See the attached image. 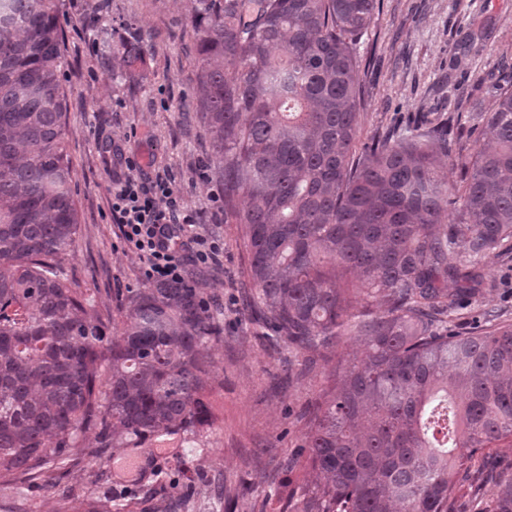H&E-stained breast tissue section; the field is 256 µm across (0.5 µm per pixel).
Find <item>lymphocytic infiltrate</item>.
Listing matches in <instances>:
<instances>
[{
	"instance_id": "f902f5d3",
	"label": "lymphocytic infiltrate",
	"mask_w": 512,
	"mask_h": 512,
	"mask_svg": "<svg viewBox=\"0 0 512 512\" xmlns=\"http://www.w3.org/2000/svg\"><path fill=\"white\" fill-rule=\"evenodd\" d=\"M120 163L126 172L112 183V217L121 228L127 252L141 263L143 281L180 283L187 276V262L203 266L215 261L223 244L199 236L191 260H184L179 236L193 225L194 216L172 184L161 177L142 181L137 159L124 157Z\"/></svg>"
}]
</instances>
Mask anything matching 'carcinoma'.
I'll list each match as a JSON object with an SVG mask.
<instances>
[{
	"mask_svg": "<svg viewBox=\"0 0 512 512\" xmlns=\"http://www.w3.org/2000/svg\"><path fill=\"white\" fill-rule=\"evenodd\" d=\"M196 108L242 225L254 320L272 345H363L327 376L284 485L289 512H451L484 457L512 446V323L448 327L512 251V86L481 119L452 197L448 123H412L356 152L355 41L380 0H195ZM57 0H0V480L27 481L102 444L211 422V343L224 334L193 282L130 291L106 332L60 274L79 228L65 145ZM109 369L106 389L98 385ZM112 499L73 501L110 512ZM490 512H512V476Z\"/></svg>",
	"mask_w": 512,
	"mask_h": 512,
	"instance_id": "1",
	"label": "carcinoma"
}]
</instances>
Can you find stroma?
Returning <instances> with one entry per match:
<instances>
[{
  "mask_svg": "<svg viewBox=\"0 0 512 512\" xmlns=\"http://www.w3.org/2000/svg\"><path fill=\"white\" fill-rule=\"evenodd\" d=\"M195 0H60L64 87L68 97L66 146L80 229L61 263L80 283L109 327H121L126 291L143 287L138 259L124 250L112 221L110 188L120 169L105 146L140 160L144 174L170 178L196 214V233L220 239L224 255L201 268L188 264L201 295L218 301L224 334L209 349L210 426L175 427L120 448L84 445L100 456L80 457L56 470L45 491L25 481L0 484V512H70L75 498L125 490L117 512H280V484L296 480L286 460L304 444L307 417L336 361L360 352L343 339L310 359L273 348L243 312L247 276L241 227L224 219V185L202 181L210 161L202 128L189 126L196 110L198 61L191 51ZM144 41L145 61L125 67L120 52ZM359 77L367 90L358 134L378 133L423 116L457 118L449 134L462 150L492 108L496 90L512 80V0H383V9L356 42ZM484 309L512 321V254L488 260ZM512 475V447L494 449L478 492L462 489L453 512H488L493 478ZM193 494H185V485Z\"/></svg>",
  "mask_w": 512,
  "mask_h": 512,
  "instance_id": "1",
  "label": "stroma"
}]
</instances>
